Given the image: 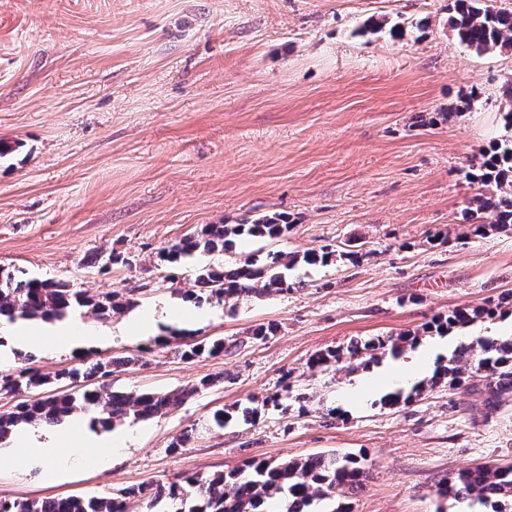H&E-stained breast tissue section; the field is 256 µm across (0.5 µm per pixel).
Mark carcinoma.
<instances>
[{"label":"carcinoma","mask_w":512,"mask_h":512,"mask_svg":"<svg viewBox=\"0 0 512 512\" xmlns=\"http://www.w3.org/2000/svg\"><path fill=\"white\" fill-rule=\"evenodd\" d=\"M449 23L460 42L477 54L497 49L512 50V12L494 10L485 0H452L448 6ZM473 182L488 189L475 198L476 211L489 212L490 224H471L469 229L484 234L493 229L512 227V140L493 144L469 174ZM292 224L281 213L247 218L236 224H205L158 255L162 267H175L201 253L222 251L235 239L277 240L288 236ZM335 251L321 249L298 252H269L266 257L247 256L230 267L199 266L195 269V289L187 298L197 304L224 305L244 298H261L272 293L286 294L300 281L288 272L299 266L328 265ZM134 303L127 294L114 290L98 298L67 282L53 279L27 278L24 272L0 268V320H36L60 318L72 310L90 307L107 319ZM512 307V292L481 307L459 309L440 316L425 327L432 335L446 336L455 328H464L479 319H495L505 306ZM418 342V335L398 338L380 336L359 340L340 349H326L309 359L311 368L328 369L344 359L361 357L378 363L387 355H396ZM243 341L218 338L212 342H182L175 354L183 359L229 355ZM130 359L97 360L89 365L64 368L56 379H67L72 386L51 396L23 403L16 411L0 415V440L11 435L21 424L55 423L78 412H99L103 426L120 423L130 417L147 420L181 405L198 387L168 392H107L102 389L76 387L112 374V368L127 365ZM485 378L484 406L493 411L500 399L512 394V334L483 337L476 343L458 345L452 355L437 363L433 376L414 385L410 391L398 389L384 397V404L396 406L410 402L422 387L457 388L467 381L468 367ZM49 383L47 376L28 367L20 371H0V393H20ZM368 477L365 458L345 455H310L280 462L250 459L241 466L211 478L190 477L185 484H146L118 492L90 497L49 498L43 500L0 499V512H127L128 500L142 499L149 509L162 502H180L175 512H314L312 506L332 499L335 489L351 492L363 488ZM438 495L465 503L470 508L500 504L498 512H512V464L477 465L458 473L447 481Z\"/></svg>","instance_id":"cac0c4a2"}]
</instances>
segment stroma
<instances>
[{"label":"stroma","instance_id":"35a3bbf8","mask_svg":"<svg viewBox=\"0 0 512 512\" xmlns=\"http://www.w3.org/2000/svg\"><path fill=\"white\" fill-rule=\"evenodd\" d=\"M448 0H0V268L69 282L100 296L136 289L137 302L84 324L109 331L83 353L42 340L15 344L0 323L5 370L51 375L79 357H126L105 383L119 392L211 385L169 413L113 427L126 436L103 467L57 477L0 441V498L92 496L209 477L250 458L364 456L363 489H337L352 512H460L437 490L460 470L512 461V396L486 412L463 385L406 404L383 396L384 363L313 370L318 351L372 336L418 334L436 359L512 317L427 336L434 317L512 290V228L468 232L481 191L468 177L493 142L512 137L502 111L512 51L476 54L448 24ZM384 32L362 33L366 20ZM401 25L390 36L391 25ZM462 108L445 122L436 113ZM288 214L283 240L240 239L226 251L158 269L157 254L202 225ZM447 243L431 241L434 233ZM362 245L353 264L297 269L305 286L224 305L196 304L197 264L250 254ZM114 253L128 266L86 261ZM154 307L155 335L274 336L230 355L183 360L143 353L121 333ZM290 391L280 407L266 397ZM259 408L255 421L243 410ZM232 415L215 426L212 415ZM185 437L183 447L172 441Z\"/></svg>","mask_w":512,"mask_h":512}]
</instances>
